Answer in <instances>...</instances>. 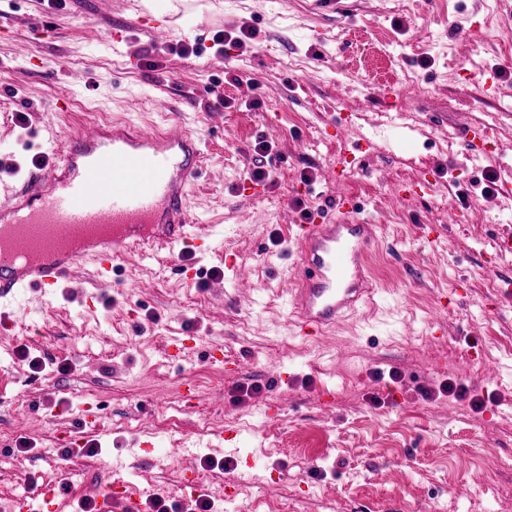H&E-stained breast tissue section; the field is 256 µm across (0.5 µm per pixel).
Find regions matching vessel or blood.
I'll use <instances>...</instances> for the list:
<instances>
[{
	"instance_id": "obj_1",
	"label": "vessel or blood",
	"mask_w": 512,
	"mask_h": 512,
	"mask_svg": "<svg viewBox=\"0 0 512 512\" xmlns=\"http://www.w3.org/2000/svg\"><path fill=\"white\" fill-rule=\"evenodd\" d=\"M203 157L199 138L177 123L153 132L123 124L83 129L42 174L0 198V302L32 289L54 291L85 259L97 261L108 285L132 251L198 240L188 200ZM341 205L347 222L312 219L298 227L300 286L291 308L301 336L334 325L375 295L367 273L374 227L353 220L351 200ZM56 495L55 485H33L8 512H33ZM95 502L97 512H140L139 500L111 487Z\"/></svg>"
}]
</instances>
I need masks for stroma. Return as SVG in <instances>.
Masks as SVG:
<instances>
[{
    "label": "stroma",
    "instance_id": "stroma-1",
    "mask_svg": "<svg viewBox=\"0 0 512 512\" xmlns=\"http://www.w3.org/2000/svg\"><path fill=\"white\" fill-rule=\"evenodd\" d=\"M144 16L165 20L171 42L156 43ZM243 26L247 47L217 52L215 34ZM344 116L353 128L334 133ZM124 121H181L201 140L190 214L221 225L238 267L188 251L186 284L167 250L134 253L104 288L84 262L50 299L32 291L7 309L0 512L31 477L57 482L55 512L114 481L189 512L192 477L215 512H512V379L489 371L512 366V299L497 295L512 258L492 260L512 228V21L487 18L485 0H0V186L44 163L49 132L64 145ZM477 126L497 144L475 160ZM259 165L268 178L242 194ZM425 180L436 190L395 192ZM344 197L375 227L379 303L305 340L287 310L293 202L336 221ZM424 224L441 226L436 245L420 240ZM190 336L197 348L177 352ZM448 381L467 398L443 394ZM87 402L98 418L80 419ZM76 440L94 456L71 454ZM273 467L279 481L264 482Z\"/></svg>",
    "mask_w": 512,
    "mask_h": 512
}]
</instances>
